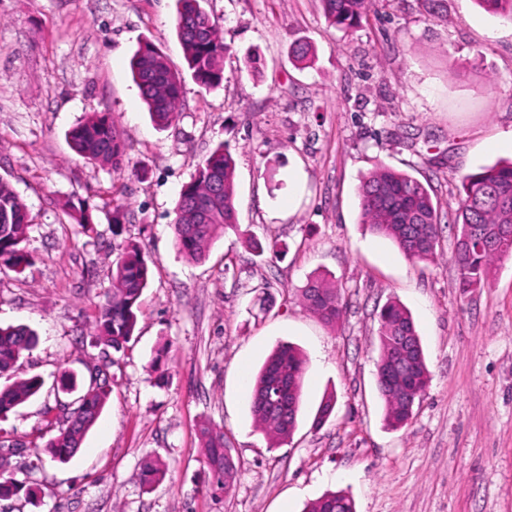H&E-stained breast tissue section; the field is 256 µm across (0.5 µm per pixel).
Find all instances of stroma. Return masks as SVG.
<instances>
[{"instance_id":"stroma-1","label":"stroma","mask_w":512,"mask_h":512,"mask_svg":"<svg viewBox=\"0 0 512 512\" xmlns=\"http://www.w3.org/2000/svg\"><path fill=\"white\" fill-rule=\"evenodd\" d=\"M177 0H0V178L28 208L23 273L0 271V325L39 336L14 375L53 381L100 360L95 315L112 261L141 246L151 281L137 338L110 370L112 393L75 458L44 460L37 499L0 512H302L343 490L356 512H512V255L461 293L453 226L463 175L512 158V24L477 0H378L363 28L341 31L320 0H205L231 47L222 87L186 76ZM151 41L185 75L180 116L157 129L130 58ZM311 61L297 63L296 42ZM120 126L127 167L78 155L68 132L88 113ZM235 160L237 229L208 257L179 256L171 224L183 184L216 144ZM385 164L429 182L441 220L436 262L407 259L362 224L361 178ZM301 170L307 196L273 179ZM87 202L93 235L64 210ZM122 206L120 225L112 210ZM331 274L347 303L324 325L299 291ZM411 312L431 373L413 416L385 421L376 388L379 312ZM307 358L297 427L272 445L249 406V381L281 344ZM335 394L333 415L314 427ZM43 394L0 418V438L46 432ZM223 427L235 487H211L199 427ZM166 475L153 488L141 463Z\"/></svg>"}]
</instances>
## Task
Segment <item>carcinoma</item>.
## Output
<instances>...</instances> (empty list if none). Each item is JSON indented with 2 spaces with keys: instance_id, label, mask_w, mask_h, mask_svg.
Listing matches in <instances>:
<instances>
[{
  "instance_id": "1",
  "label": "carcinoma",
  "mask_w": 512,
  "mask_h": 512,
  "mask_svg": "<svg viewBox=\"0 0 512 512\" xmlns=\"http://www.w3.org/2000/svg\"><path fill=\"white\" fill-rule=\"evenodd\" d=\"M203 0H177L175 29L184 58L197 83L218 88L224 80V56L229 47L215 20L202 6ZM376 0H321L328 21L340 29L362 25L374 12ZM482 7L512 21V0H479ZM130 67L134 83L156 127L165 129L176 121L182 97V74L173 70L162 51L146 42L134 52ZM73 150L84 159L119 169L126 152L121 132L109 112H92L68 133ZM232 154L218 144L185 183L174 209L171 224L174 246L184 258L203 261L217 236L237 225ZM362 223L383 236L408 259L433 261L441 231L438 208L431 187L421 180L387 165L379 164L363 177L359 186ZM68 214L82 230L93 224L92 214L82 202L70 205ZM458 226L454 261L459 288L466 293L481 288L492 268L512 254V162L484 167L462 177L455 213ZM32 227L29 212L13 186L0 179V270L18 274L33 265L27 248ZM149 268L142 248L128 243L113 261L111 285L95 318L96 344L103 360L110 352H120L132 340L138 323L140 298L147 288ZM302 305L324 323H340L346 310L341 289L323 275L310 277L300 291ZM379 344L376 383L385 403L386 421L400 428L413 415V407L426 389L430 372L417 328L409 310L400 302H387L379 313ZM38 342L26 325L0 326V418L39 396L43 378L32 375L11 380V372L24 353ZM306 358L295 346L282 345L266 359L252 381L250 410L253 419L275 442L291 436L297 425L302 401V381ZM55 395L80 392L68 416L57 421V433L44 444L52 460L70 461L93 427L110 395V377L105 374L89 383L70 369L54 377ZM336 405L334 394L322 399L314 424L322 425ZM213 487L229 493L234 486L235 464L225 454L224 430L211 425L200 429ZM164 464H145L143 484L158 482ZM25 491L35 495L37 483L24 485L10 477H0V500ZM302 512H355L350 496L328 492L304 506Z\"/></svg>"
}]
</instances>
